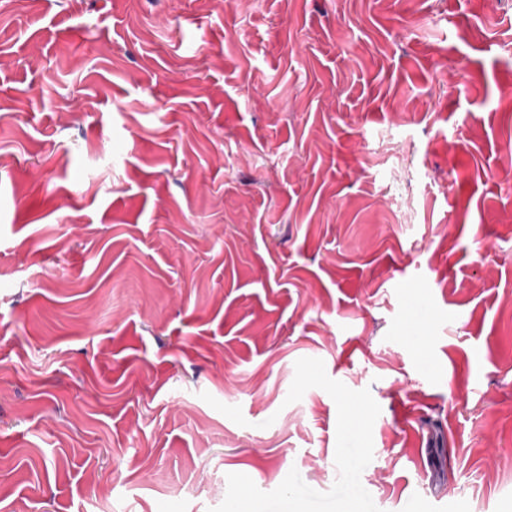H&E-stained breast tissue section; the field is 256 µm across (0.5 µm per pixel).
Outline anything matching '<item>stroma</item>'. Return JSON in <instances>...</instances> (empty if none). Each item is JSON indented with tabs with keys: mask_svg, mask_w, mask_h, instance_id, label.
Returning a JSON list of instances; mask_svg holds the SVG:
<instances>
[{
	"mask_svg": "<svg viewBox=\"0 0 512 512\" xmlns=\"http://www.w3.org/2000/svg\"><path fill=\"white\" fill-rule=\"evenodd\" d=\"M512 0H0V512H512Z\"/></svg>",
	"mask_w": 512,
	"mask_h": 512,
	"instance_id": "stroma-1",
	"label": "stroma"
}]
</instances>
